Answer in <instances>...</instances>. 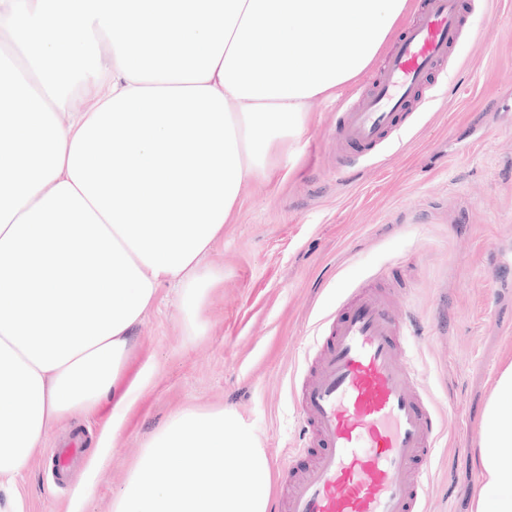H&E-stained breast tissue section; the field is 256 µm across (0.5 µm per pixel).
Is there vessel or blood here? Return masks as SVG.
<instances>
[{
    "instance_id": "b4317fda",
    "label": "vessel or blood",
    "mask_w": 512,
    "mask_h": 512,
    "mask_svg": "<svg viewBox=\"0 0 512 512\" xmlns=\"http://www.w3.org/2000/svg\"><path fill=\"white\" fill-rule=\"evenodd\" d=\"M464 32L461 0H425L370 92L341 114L336 147L347 164L358 160L354 148L374 149L399 129ZM324 325L326 342L295 400L318 451L289 490L288 512H426L431 461L447 422L418 382L410 325L366 291ZM81 452L76 437L56 449L57 475Z\"/></svg>"
}]
</instances>
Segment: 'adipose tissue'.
I'll return each instance as SVG.
<instances>
[{"instance_id": "adipose-tissue-1", "label": "adipose tissue", "mask_w": 512, "mask_h": 512, "mask_svg": "<svg viewBox=\"0 0 512 512\" xmlns=\"http://www.w3.org/2000/svg\"><path fill=\"white\" fill-rule=\"evenodd\" d=\"M411 0H0V512L45 438L94 412L169 284L190 336L207 264L271 151L370 67ZM512 361L471 512H512Z\"/></svg>"}]
</instances>
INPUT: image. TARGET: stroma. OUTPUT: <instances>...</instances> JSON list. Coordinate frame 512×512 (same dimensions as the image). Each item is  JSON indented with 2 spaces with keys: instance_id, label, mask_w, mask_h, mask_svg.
<instances>
[{
  "instance_id": "1",
  "label": "stroma",
  "mask_w": 512,
  "mask_h": 512,
  "mask_svg": "<svg viewBox=\"0 0 512 512\" xmlns=\"http://www.w3.org/2000/svg\"><path fill=\"white\" fill-rule=\"evenodd\" d=\"M465 8L468 34L401 140L350 168L333 156L343 108L372 88L381 61L338 98L311 103L300 152L249 184L208 256L224 285L210 298L205 336L188 339L174 290L161 288L113 395L145 364L154 380L127 412L104 476L86 487L84 512H111L151 432L185 405L234 408L269 458L295 454V466L273 471L272 501L286 507L314 455L292 390L324 345L318 323L360 289L386 294L412 321L419 380L451 419L432 460L430 512H469L481 416L512 355V0ZM111 415L106 402L54 430L26 472L30 512H67L81 474L54 486L47 450L78 432L94 459Z\"/></svg>"
}]
</instances>
